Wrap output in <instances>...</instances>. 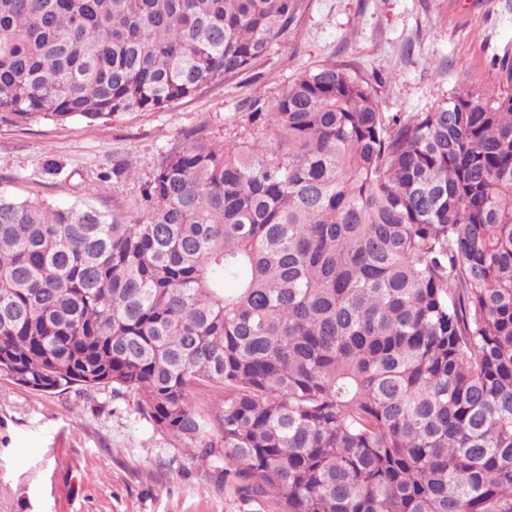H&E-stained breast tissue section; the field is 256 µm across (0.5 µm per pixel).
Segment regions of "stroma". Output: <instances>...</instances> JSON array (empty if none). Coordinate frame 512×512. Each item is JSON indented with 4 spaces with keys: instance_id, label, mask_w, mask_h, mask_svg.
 Segmentation results:
<instances>
[{
    "instance_id": "35a3bbf8",
    "label": "stroma",
    "mask_w": 512,
    "mask_h": 512,
    "mask_svg": "<svg viewBox=\"0 0 512 512\" xmlns=\"http://www.w3.org/2000/svg\"><path fill=\"white\" fill-rule=\"evenodd\" d=\"M284 48L255 72L159 112L94 122L0 126V190L66 206L115 161L140 180L184 132L234 139L251 99H275L302 71L345 61L382 111L427 112L466 90L512 93V0H308ZM59 171L51 174L47 163ZM0 512H262L207 462L153 429L136 398L109 389L44 394L0 376Z\"/></svg>"
}]
</instances>
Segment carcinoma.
<instances>
[{"label":"carcinoma","mask_w":512,"mask_h":512,"mask_svg":"<svg viewBox=\"0 0 512 512\" xmlns=\"http://www.w3.org/2000/svg\"><path fill=\"white\" fill-rule=\"evenodd\" d=\"M306 8L0 0V125L160 111ZM249 108L229 145L185 133L133 210L0 192V376L132 393L272 512H512V93L387 113L330 60Z\"/></svg>","instance_id":"carcinoma-1"}]
</instances>
